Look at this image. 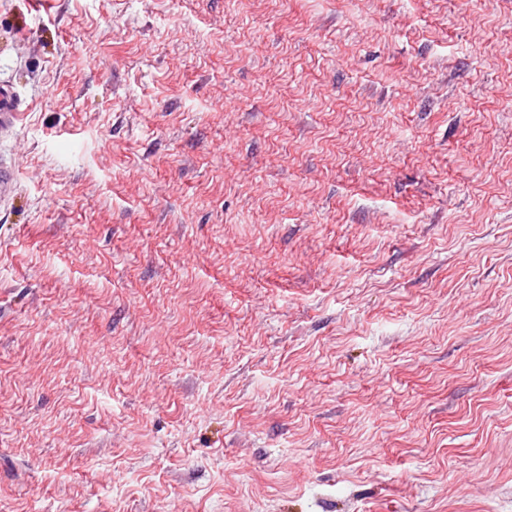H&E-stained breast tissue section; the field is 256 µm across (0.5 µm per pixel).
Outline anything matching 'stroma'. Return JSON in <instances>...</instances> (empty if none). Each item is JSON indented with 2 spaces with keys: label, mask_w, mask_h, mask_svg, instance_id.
I'll list each match as a JSON object with an SVG mask.
<instances>
[{
  "label": "stroma",
  "mask_w": 512,
  "mask_h": 512,
  "mask_svg": "<svg viewBox=\"0 0 512 512\" xmlns=\"http://www.w3.org/2000/svg\"><path fill=\"white\" fill-rule=\"evenodd\" d=\"M0 512H512V0H0ZM21 112L17 98L7 87L0 88V131L9 132L16 129Z\"/></svg>",
  "instance_id": "1"
}]
</instances>
